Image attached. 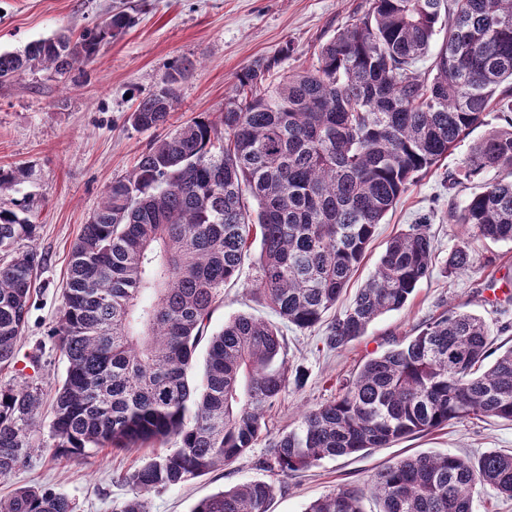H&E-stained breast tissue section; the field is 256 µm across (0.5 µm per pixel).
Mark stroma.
I'll return each instance as SVG.
<instances>
[{
    "label": "stroma",
    "mask_w": 512,
    "mask_h": 512,
    "mask_svg": "<svg viewBox=\"0 0 512 512\" xmlns=\"http://www.w3.org/2000/svg\"><path fill=\"white\" fill-rule=\"evenodd\" d=\"M366 7V0H0V52L20 51L58 33L80 34L119 11L135 19L92 63L75 65L66 76L38 69L0 86V167L23 169L17 190L38 200L32 215L41 226L35 246L45 257L19 342L21 363L0 370L1 386L40 388L43 404L32 431L30 457L10 478L0 480V497L22 486L50 488L73 499L78 512H111L113 501L129 493L124 475L163 449L159 443L121 451L106 448L87 459L70 460L52 457L49 448L52 398L66 369L51 333L62 309L71 247L106 187L131 172L156 136L152 130L133 129L128 121L137 97L156 90L170 63L185 58L194 69L178 87L168 129L202 113L218 117L237 74L254 60L278 55L287 46L291 52L283 58L281 71L310 67L319 46ZM497 124L495 114H488L437 169L411 182L378 224L357 274L336 305L341 311L352 302L392 235L425 219L435 235L433 271L406 307L378 318L365 336L340 352L324 346L325 325L285 329L287 360L304 372L303 385L288 386L282 393L267 416L264 435L249 452L183 485L147 493L149 512H191L201 498L252 480L274 485L269 512H303L310 501L337 486L363 484L385 464L406 456L450 452L474 457L489 448L512 452V423L474 418L359 456L327 458L293 478L256 465L269 456L275 438L296 427L303 411L334 398L340 384L372 353L384 351L448 308L479 315L498 341L512 340V332L501 330L512 319V290L507 287L512 244L473 241L472 268L458 274L447 271L449 255L468 240L462 225L449 223L448 211L478 189L474 183L449 188L447 176ZM259 253V244H252L239 278L224 288L211 330L239 313L275 321L258 291Z\"/></svg>",
    "instance_id": "obj_1"
}]
</instances>
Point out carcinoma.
<instances>
[{
  "label": "carcinoma",
  "mask_w": 512,
  "mask_h": 512,
  "mask_svg": "<svg viewBox=\"0 0 512 512\" xmlns=\"http://www.w3.org/2000/svg\"><path fill=\"white\" fill-rule=\"evenodd\" d=\"M133 23L117 12L75 38L1 52L0 84L39 67L66 75ZM429 56V71L415 72ZM277 65L276 57L259 58L244 68L218 120L200 114L156 137L132 173L112 180L71 248L52 332L67 364L52 404L53 456L177 444L125 477L131 493L112 502V512H147L144 493L246 454L288 385L303 383L275 325L239 314L208 333L251 239H260L259 291L269 307L300 330L327 321L326 348H345L377 318L402 310L432 271L429 225L411 224L390 239L353 302L328 316L377 224L418 175L495 111L502 124L452 174L457 184L480 182V191L449 216L472 239L512 243V180L487 178L503 169L512 176V0H369L320 46L316 64L271 83ZM192 69L173 61L162 86L138 98L131 125L164 128ZM20 176L0 167V193ZM34 209L30 197L0 206L1 369L18 363L43 265L33 247L20 249L39 237ZM471 258L465 243L448 266L464 271ZM204 340L195 386L188 373ZM494 342L482 318L448 308L305 411L261 467L288 478L326 457L386 448L454 420L512 422V345L493 357ZM40 406L38 389L0 386V480L27 462ZM488 488L512 499V454L421 453L360 486L336 488L304 512H363L366 498L379 512H473L474 496ZM273 493L265 481H248L199 500L192 512H268ZM76 508L41 487L0 498V512Z\"/></svg>",
  "instance_id": "obj_1"
}]
</instances>
